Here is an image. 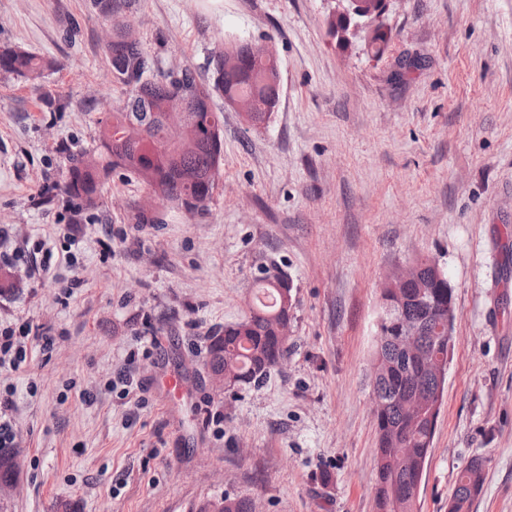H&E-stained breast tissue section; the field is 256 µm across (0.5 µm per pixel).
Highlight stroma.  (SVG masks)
I'll use <instances>...</instances> for the list:
<instances>
[{
	"label": "stroma",
	"mask_w": 512,
	"mask_h": 512,
	"mask_svg": "<svg viewBox=\"0 0 512 512\" xmlns=\"http://www.w3.org/2000/svg\"><path fill=\"white\" fill-rule=\"evenodd\" d=\"M326 0H133L121 18L163 69L206 75L230 41L277 54L262 127L215 98L224 157L205 213L158 206L112 173L93 215L38 193L58 149L96 146L126 88L90 0H0V46L58 61L0 72V251L21 250L0 359L22 466L1 512H377L372 363L387 275L435 260L454 289L453 346L420 512H448L484 460L474 512H512V0H391L381 57L329 35ZM56 99L46 107L43 94ZM293 284L282 369L228 397L208 338L240 320L263 271ZM51 346H44L43 337ZM180 381L169 392L168 378ZM0 335V359L2 356H10L15 366L26 362L27 347L21 338H28V336H14V331L8 330L1 331ZM483 460L472 459L457 474L455 491L448 512H472V506L483 488ZM200 512H255V504L248 497L227 495L217 502L204 505Z\"/></svg>",
	"instance_id": "obj_1"
}]
</instances>
